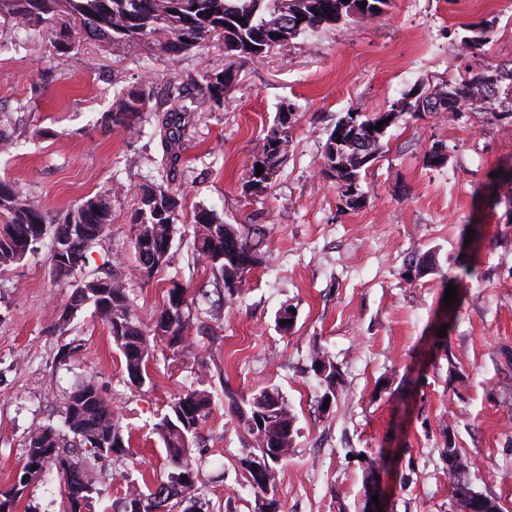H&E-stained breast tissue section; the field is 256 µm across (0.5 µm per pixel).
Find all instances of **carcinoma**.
Instances as JSON below:
<instances>
[{"label":"carcinoma","mask_w":512,"mask_h":512,"mask_svg":"<svg viewBox=\"0 0 512 512\" xmlns=\"http://www.w3.org/2000/svg\"><path fill=\"white\" fill-rule=\"evenodd\" d=\"M367 6H362L363 2ZM388 6L389 0H0V14L16 21L20 27L46 25L53 47L66 51L72 41L84 37L108 44L139 46L158 32L167 34L160 48L179 54L203 46L208 35L221 33L224 50L238 60L259 58L274 47L283 48L299 34L322 26L336 24L349 17L369 20L379 16L371 4ZM486 30L476 31L463 40L467 54H483L487 44ZM232 69L209 71L202 75L211 100L222 105L230 93L234 79ZM511 81L512 67L506 65L486 69L458 83H446L432 96H417L415 102L401 105L400 114L416 116L419 112H460L466 107L493 106L500 95L501 83ZM151 81L127 89L113 98L112 108L103 116L107 131H122L135 136L145 123H155L165 154L157 175L147 176L135 191L137 208L133 224L132 244L136 257L134 270L148 284L168 261L174 237L181 232L178 194L175 182L178 145L186 131L184 115L189 111L185 97L169 100L163 111H148ZM386 119L381 112L362 114L349 112L337 123L324 145L321 172L329 178H340L347 188L361 187V171L367 165L364 155H377L381 137L370 128ZM347 143L340 156L334 154L337 141ZM291 136L288 129L272 128L255 148L253 162L246 176L256 174L258 162L267 165V175L253 182L252 193L267 189L288 154ZM0 214L7 223L0 225V272L34 253L46 235H51V248H58L69 261L68 269L52 266L59 274L82 273L88 264L87 252L94 242L107 234L112 224L110 199L103 194L87 197L62 214L49 216L38 201L8 182L0 181ZM192 248L210 267L213 281L219 285L217 298L205 288L198 295L219 309L224 298L239 296L256 257L248 240L232 224L211 209L194 212ZM77 305L89 303L104 322L113 342L125 358L129 381L139 386L148 379L146 365L151 356L150 340L166 343L172 354H183L188 348L191 305L187 289L169 288L166 298L143 323L133 312L125 282L115 276H84L75 289ZM323 366L320 382L325 394H335L341 375L327 355L316 351L311 357L312 369ZM247 408L231 404L234 413L255 435L252 448L243 463L261 459L270 466L267 482L261 484L249 474L257 512H278L274 492L277 466L294 451V415L284 397L275 388L266 387L246 402ZM212 401L209 393L198 388L180 392L170 404L167 414L155 424L173 471L167 480L159 481L149 493L128 491L123 512H174L198 490V473L186 462L191 443L201 421L208 416ZM63 433L52 425L34 429L26 444V461L12 487L0 491V512H13L15 502L24 489L40 474L44 463L55 462L63 482L67 512L86 503L96 491L89 471L74 460L72 449L89 448L96 453L122 447V434L112 404L105 400L90 382L76 386L64 404ZM382 455L363 458V490L381 467ZM470 458L458 448L448 446V480L452 488L455 512H501L499 502L475 491L469 480Z\"/></svg>","instance_id":"1"}]
</instances>
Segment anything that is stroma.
I'll use <instances>...</instances> for the list:
<instances>
[{
    "instance_id": "1",
    "label": "stroma",
    "mask_w": 512,
    "mask_h": 512,
    "mask_svg": "<svg viewBox=\"0 0 512 512\" xmlns=\"http://www.w3.org/2000/svg\"><path fill=\"white\" fill-rule=\"evenodd\" d=\"M477 24L488 43L475 59L462 40ZM145 55L153 58L150 108L177 93L192 102L176 181L183 221L197 206L216 210L257 261L244 294L221 314L193 305L186 354L157 346L140 387L90 306L60 324L73 289L50 269V242L0 273V489L23 467L30 431L60 425L69 393L90 381L118 415L125 449L84 454L97 491L83 512H119L129 486L146 492L166 479L171 467L154 425L200 378L213 405L189 454L203 484L193 512H254L240 461L255 438L230 405L267 386L280 389L295 416L294 452L277 468L280 512H361L362 458L378 452L389 458L387 512H454L452 444L471 459L473 489L512 512V203L497 189L512 164V107L397 121L362 172L361 207L347 208L321 173L324 144L346 112H387L414 89L430 93L512 62V0H389L374 19H346L237 63L221 106L200 85L203 72L224 68L222 39L174 57L153 41L128 51L89 39L60 54L45 29L20 30L0 17V123L17 143L0 150V181L51 216L110 193L112 226L88 251V267L123 277L147 321L172 283L195 289L212 275L179 238L150 284L135 275L133 192L162 150L152 127L131 137L106 131L101 118L117 89L140 82ZM43 72L52 82L34 89ZM285 107L288 158L264 193H246L254 148ZM435 148L446 154L436 167L426 162ZM465 224L475 231L468 245ZM415 256L429 265L406 276ZM466 258L480 277L458 284L456 301L444 305L443 282ZM286 307L296 318L284 332L277 316ZM70 344L79 352L63 359ZM317 349L342 379L326 407L311 368ZM62 489L46 462L15 512H64Z\"/></svg>"
}]
</instances>
